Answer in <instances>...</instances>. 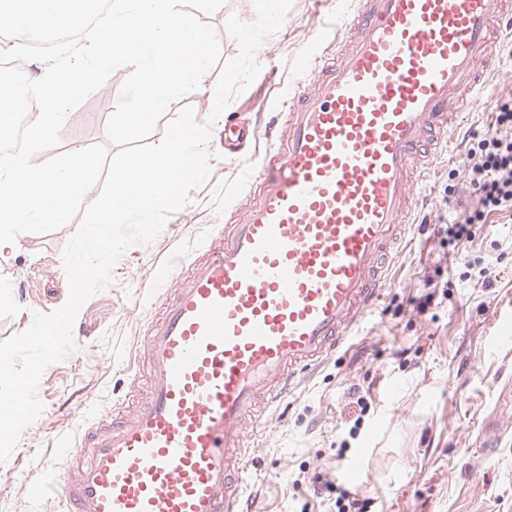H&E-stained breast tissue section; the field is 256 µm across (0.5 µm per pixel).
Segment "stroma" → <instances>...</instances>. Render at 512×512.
I'll use <instances>...</instances> for the list:
<instances>
[{
	"instance_id": "1",
	"label": "stroma",
	"mask_w": 512,
	"mask_h": 512,
	"mask_svg": "<svg viewBox=\"0 0 512 512\" xmlns=\"http://www.w3.org/2000/svg\"><path fill=\"white\" fill-rule=\"evenodd\" d=\"M233 15L253 22L252 0H225L204 16L217 33L221 63L203 76V91L168 106L145 139L159 143L167 124L192 108L198 120L213 122L207 145L212 173L160 235L124 253L111 284L80 309L74 323L80 343L47 367L38 387L44 410L0 464V512H55L54 504L29 500V482L62 477L66 465L57 446L74 436L78 416L124 398L130 375L143 366V315L155 304L150 283L174 258H190L212 225L229 223L233 205L243 199L239 170L259 160L277 130L275 113L262 103L294 90L295 62L319 27L311 0H293L282 28L256 54V80L214 120L210 93L222 62L239 52L226 29ZM499 58L459 140L449 143L417 193L406 240L389 250L380 300L342 349L301 372L288 399L264 414L246 464L250 512H337L334 487L357 456L364 512H512V344L496 340L499 322L512 319V215L494 213L475 225L459 253H450L438 232L449 209L473 205L462 160L471 143L490 133L496 104L512 98V45L501 47ZM129 74L116 69L68 114L56 151L102 145L108 155L117 153L107 122ZM228 119L256 129L245 153H225ZM53 152L37 154L36 162ZM452 185L458 188L453 196ZM78 227L74 220L46 234H21L20 249L0 260V285L9 295L0 302V341L27 330L34 313L65 305L62 253ZM437 271L448 291L419 311L425 280Z\"/></svg>"
}]
</instances>
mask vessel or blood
I'll return each instance as SVG.
<instances>
[{
	"mask_svg": "<svg viewBox=\"0 0 512 512\" xmlns=\"http://www.w3.org/2000/svg\"><path fill=\"white\" fill-rule=\"evenodd\" d=\"M512 0H351L309 46L248 201L181 272L143 340L147 383L64 444L62 512H240L260 406L335 353L371 308L418 184L466 119Z\"/></svg>",
	"mask_w": 512,
	"mask_h": 512,
	"instance_id": "vessel-or-blood-1",
	"label": "vessel or blood"
}]
</instances>
